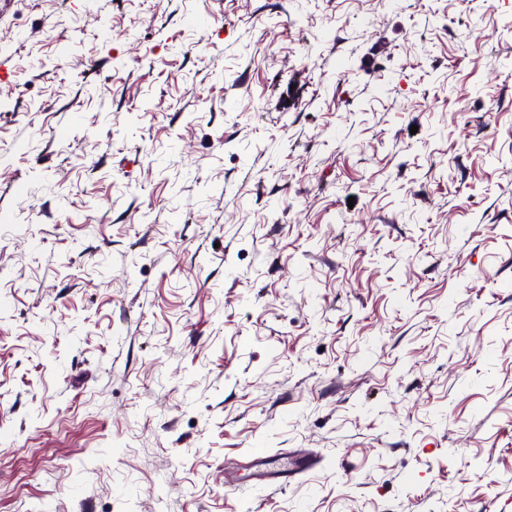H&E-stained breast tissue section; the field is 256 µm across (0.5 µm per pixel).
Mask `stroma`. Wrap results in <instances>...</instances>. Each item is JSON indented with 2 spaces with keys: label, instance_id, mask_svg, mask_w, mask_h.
<instances>
[{
  "label": "stroma",
  "instance_id": "stroma-1",
  "mask_svg": "<svg viewBox=\"0 0 512 512\" xmlns=\"http://www.w3.org/2000/svg\"><path fill=\"white\" fill-rule=\"evenodd\" d=\"M0 65V512H512V0H0ZM321 462V456L311 453L258 450L244 463V473H240L241 466L224 469V486L235 489L245 481L252 487L283 488L302 474L319 466Z\"/></svg>",
  "mask_w": 512,
  "mask_h": 512
}]
</instances>
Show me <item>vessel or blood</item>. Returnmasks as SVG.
Masks as SVG:
<instances>
[{
  "instance_id": "obj_1",
  "label": "vessel or blood",
  "mask_w": 512,
  "mask_h": 512,
  "mask_svg": "<svg viewBox=\"0 0 512 512\" xmlns=\"http://www.w3.org/2000/svg\"><path fill=\"white\" fill-rule=\"evenodd\" d=\"M321 462V456L311 453L259 450L250 455L244 468H225L224 485L233 489L246 482L260 488H283Z\"/></svg>"
}]
</instances>
